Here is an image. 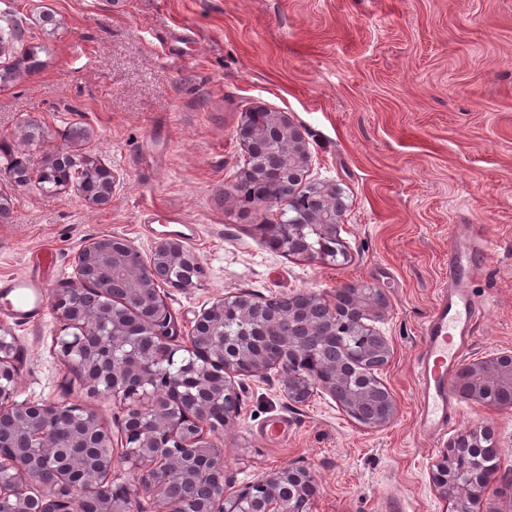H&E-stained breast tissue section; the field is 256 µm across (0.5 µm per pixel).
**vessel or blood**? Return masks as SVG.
Returning <instances> with one entry per match:
<instances>
[{
  "mask_svg": "<svg viewBox=\"0 0 512 512\" xmlns=\"http://www.w3.org/2000/svg\"><path fill=\"white\" fill-rule=\"evenodd\" d=\"M488 255L484 228H476L451 246L450 285L437 297L424 329L425 345L416 364L422 410L420 427L432 433L457 421L456 396L450 382L479 318L467 281Z\"/></svg>",
  "mask_w": 512,
  "mask_h": 512,
  "instance_id": "vessel-or-blood-1",
  "label": "vessel or blood"
}]
</instances>
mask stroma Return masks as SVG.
Returning <instances> with one entry per match:
<instances>
[{"label":"stroma","mask_w":512,"mask_h":512,"mask_svg":"<svg viewBox=\"0 0 512 512\" xmlns=\"http://www.w3.org/2000/svg\"><path fill=\"white\" fill-rule=\"evenodd\" d=\"M23 43L0 42V143L43 163L58 149L112 167L108 205L0 177V278L32 276L55 294L100 236L142 251L177 234L200 257L195 288L168 305L188 330L205 305L350 282L384 298L375 326L389 363L379 378L395 419L368 428L329 396L289 402L278 373L243 378L239 417L212 433L243 487L295 465L316 477L313 512H446L430 466L469 430L491 429L501 479L484 512H512V407L460 401L455 426L416 421L424 326L448 285V246L484 225L489 255L469 283L485 312L463 362L512 350V0H11ZM287 113L311 154L308 181L333 185L344 208L345 259L311 261L268 246L224 197L246 158L236 131L255 106ZM153 208L179 221L145 223ZM23 355L20 398L76 399L54 351L52 311L0 314ZM285 422L278 439L265 436Z\"/></svg>","instance_id":"stroma-1"}]
</instances>
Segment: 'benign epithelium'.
Wrapping results in <instances>:
<instances>
[{
	"mask_svg": "<svg viewBox=\"0 0 512 512\" xmlns=\"http://www.w3.org/2000/svg\"><path fill=\"white\" fill-rule=\"evenodd\" d=\"M247 146V159L238 179L256 178L264 184L267 210L277 206L288 254L299 253L306 229L319 236L330 252L342 251L341 203L336 190L310 184L302 186L311 156L300 129L284 112H265L257 129L252 113L245 114L237 130ZM100 169L108 190L88 202L102 206L112 198L116 177L112 168ZM122 263L136 283V291L148 294L146 307L126 300L112 303L107 318L94 310L95 297L115 291V285L98 274L109 257ZM188 270L176 280L171 267ZM204 269L199 256L179 235H166L144 253L132 241L115 236L90 240L74 260L73 277L53 296L51 308L59 322L55 352L69 382L86 397L108 394L122 404L117 425L121 451L112 448V436L97 415L82 403L17 400L21 365L15 338L0 336V432L16 439V448H0V512H69L75 492L95 496L106 512H133L141 496L159 497V473L174 472L188 478L195 468L208 474L209 497L200 512H311L317 494L315 475L301 466H284L236 489L227 480L224 451L201 461L193 449L212 444L209 433L235 420L241 411V385L236 376H264L293 359L304 336H318L331 349L325 369L314 379L288 372V398L302 403L315 394L329 395L362 424L379 428L397 413L391 393L376 373L391 356L388 340L372 325L383 310L379 290L366 283H347L329 299L301 291L288 297L255 298L245 292L222 297L201 309L187 335L166 318L168 306L161 288L184 291L201 281ZM351 295L347 305L339 303ZM233 310L246 319L270 310L273 318L264 335L275 336L282 317L293 331L273 351H246L235 359L224 358V347L204 343L218 335L224 316ZM354 326L371 340L364 350H350L341 342ZM152 338L158 351L151 359L138 352L140 338ZM455 387L461 394L486 406L501 407L498 390H512V352L466 363L459 369ZM67 428L72 443L107 450L104 476L75 489L65 481L55 448L56 427ZM491 440L487 429L468 431L450 440L432 464L433 484L447 502L449 512H482L485 489L500 477V469L475 471L464 459ZM67 482L70 494L57 493ZM293 484L297 493L285 497L282 486ZM250 503L245 508L244 503Z\"/></svg>",
	"mask_w": 512,
	"mask_h": 512,
	"instance_id": "7a95c632",
	"label": "benign epithelium"
}]
</instances>
